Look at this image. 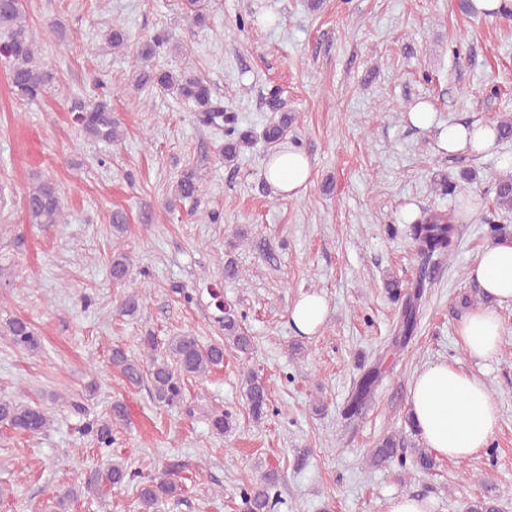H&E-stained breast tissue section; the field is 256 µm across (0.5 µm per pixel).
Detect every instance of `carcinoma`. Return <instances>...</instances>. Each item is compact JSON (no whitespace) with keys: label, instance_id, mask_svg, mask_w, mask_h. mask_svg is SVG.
<instances>
[{"label":"carcinoma","instance_id":"obj_1","mask_svg":"<svg viewBox=\"0 0 512 512\" xmlns=\"http://www.w3.org/2000/svg\"><path fill=\"white\" fill-rule=\"evenodd\" d=\"M173 35L162 33L141 45L138 58L141 66L137 84H151L165 91L176 93L182 100L194 104L197 120L206 126L224 128L226 139L221 148L224 161L232 163L241 149L252 143L249 134L235 135V118L228 110L212 100L210 85L188 71L156 70L150 61L158 49L178 44L171 43ZM0 43L4 52L0 54L8 65L11 93L20 101H34L47 94L53 84V73L35 59V45L32 34L26 25L19 0H0ZM269 106L276 112L274 119L263 130L266 143L275 146L288 137L295 121V116L285 110L277 93H272ZM70 112L74 122L83 136L92 141L112 143L120 137V121L112 112L107 100L97 98L86 101L76 99L72 102ZM496 206L505 213H512V173L504 174L491 185ZM202 192L196 174L186 169L173 185L167 205L174 209L186 201H196ZM25 210L31 224H58L62 212V199L56 184L44 180L32 188L25 196ZM415 248L423 260L430 263L437 257L443 259L453 252L458 228L455 217L450 213H426L411 225ZM112 280L125 283L132 278V268L127 254L117 251L112 256ZM430 287L427 273L420 272L416 278L403 283L389 279L385 288L391 297L401 301V311L389 343V350L400 351L411 339L417 326L421 301ZM224 338L204 346L191 333H184L170 338L166 351L173 364L157 357L151 358L149 366L130 358L125 350L116 346L112 348V366L118 368L126 381L140 385L149 380L155 401L163 406H177L183 402V380L187 376L203 377L211 370L224 365V345L229 344L237 351L248 354L253 348L252 337L245 334L238 316L231 310H223ZM9 336L14 344L28 350L39 348V339L31 324L23 319L14 318L7 323ZM381 381L379 367L368 369L355 386L347 405V413L356 414L368 398L374 393ZM244 396L252 417L259 421L270 409L269 389L265 382L253 371L244 375ZM211 428L223 435L233 427V417L229 413L215 412L211 416ZM0 424L30 435L44 432L49 425L46 411L30 403L0 399ZM86 432L96 436V441L106 448L112 446L115 436L110 422L88 424ZM398 443L387 436L372 450V463L381 466L391 462L396 456ZM183 468L179 462L172 463L160 475H145L130 470L122 463L114 462L104 473L89 477L85 490L99 491L109 484H136L141 512H155L162 499L178 493L177 473ZM274 474L265 473L242 489V502L245 512H274L279 504L278 493L274 492Z\"/></svg>","mask_w":512,"mask_h":512}]
</instances>
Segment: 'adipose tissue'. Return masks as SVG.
I'll use <instances>...</instances> for the list:
<instances>
[{
    "label": "adipose tissue",
    "instance_id": "adipose-tissue-1",
    "mask_svg": "<svg viewBox=\"0 0 512 512\" xmlns=\"http://www.w3.org/2000/svg\"><path fill=\"white\" fill-rule=\"evenodd\" d=\"M408 118L417 129L435 130L439 149L451 155H479L493 151L496 144L493 124L439 126L433 107L425 102L414 104ZM264 176L280 196L292 199L309 187L313 169L303 151L286 144L271 155ZM469 273L490 303L464 319L459 341L470 356L491 360L500 352L502 336L495 305L512 301V238H501L484 249ZM328 310L324 296L306 294L291 308L290 321L299 333L311 336L323 325ZM408 406L426 446L443 459L467 460L480 453L498 422L497 403L485 383L448 362L430 365L413 378Z\"/></svg>",
    "mask_w": 512,
    "mask_h": 512
}]
</instances>
